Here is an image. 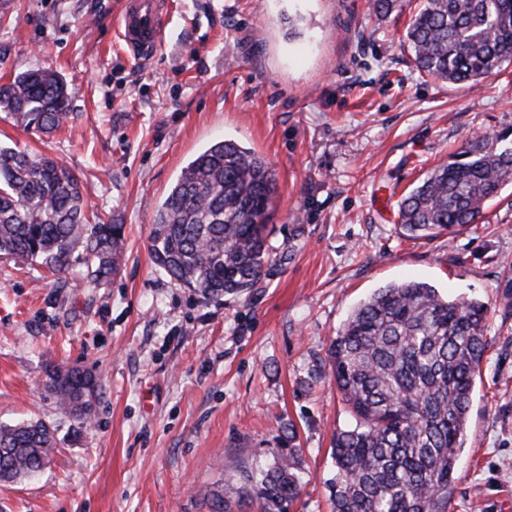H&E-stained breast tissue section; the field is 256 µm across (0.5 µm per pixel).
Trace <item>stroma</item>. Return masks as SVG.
Listing matches in <instances>:
<instances>
[{"label":"stroma","instance_id":"obj_1","mask_svg":"<svg viewBox=\"0 0 512 512\" xmlns=\"http://www.w3.org/2000/svg\"><path fill=\"white\" fill-rule=\"evenodd\" d=\"M154 56L115 29L123 0H6L0 84L48 68L71 119L52 136L0 112V145L48 155L124 225L120 271L96 284L0 258V425L57 429L49 467L0 483V512H241L230 478L271 460L293 425L302 493L331 512V440L352 422L327 348L375 289L424 281L487 305L486 350L449 512H512V184L478 224L409 239L397 210L478 135L512 136V62L476 84L419 72L400 13L372 0H169ZM231 138L271 165L272 260L248 294L204 301L158 270L150 226L181 169ZM100 384L90 424L59 410L54 369Z\"/></svg>","mask_w":512,"mask_h":512}]
</instances>
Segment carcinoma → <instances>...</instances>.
Here are the masks:
<instances>
[{"label": "carcinoma", "instance_id": "1", "mask_svg": "<svg viewBox=\"0 0 512 512\" xmlns=\"http://www.w3.org/2000/svg\"><path fill=\"white\" fill-rule=\"evenodd\" d=\"M415 67L453 83H474L512 61V0H422L406 31ZM0 112L25 131L52 133L70 120L66 81L29 69L0 85ZM512 184V147L474 137L398 205L410 237H437L478 223ZM80 177L56 160L0 147V256L60 275L82 251L93 282L120 268L124 225L91 223ZM274 173L231 139L182 168L150 228L155 266L203 299L242 295L272 259L268 221ZM488 308L451 299L425 282L376 289L350 314L327 350L336 388L354 424L333 435V512H448L464 444L474 378L486 348ZM77 367L56 370L46 389L61 412L87 424ZM297 435L276 439L266 466L241 471V497L259 512H289L302 489ZM43 421L0 425V482L40 468L55 454Z\"/></svg>", "mask_w": 512, "mask_h": 512}]
</instances>
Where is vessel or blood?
I'll return each instance as SVG.
<instances>
[{
    "label": "vessel or blood",
    "mask_w": 512,
    "mask_h": 512,
    "mask_svg": "<svg viewBox=\"0 0 512 512\" xmlns=\"http://www.w3.org/2000/svg\"><path fill=\"white\" fill-rule=\"evenodd\" d=\"M168 12L167 0H124L119 39L134 55L154 54L161 45Z\"/></svg>",
    "instance_id": "1"
}]
</instances>
